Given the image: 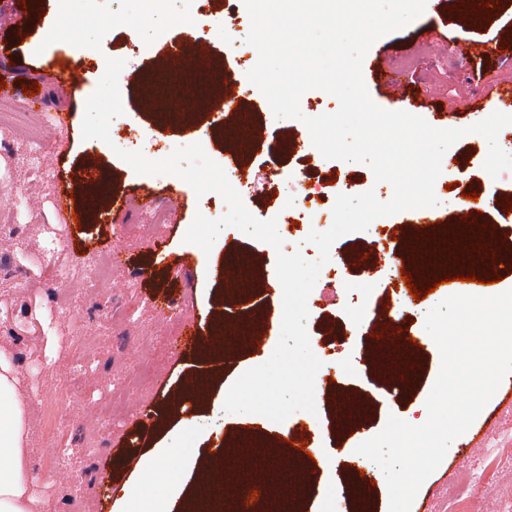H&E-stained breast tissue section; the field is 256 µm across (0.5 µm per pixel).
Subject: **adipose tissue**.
<instances>
[{
	"mask_svg": "<svg viewBox=\"0 0 512 512\" xmlns=\"http://www.w3.org/2000/svg\"><path fill=\"white\" fill-rule=\"evenodd\" d=\"M17 385L11 360L0 349V512H36L24 446L27 406Z\"/></svg>",
	"mask_w": 512,
	"mask_h": 512,
	"instance_id": "1",
	"label": "adipose tissue"
}]
</instances>
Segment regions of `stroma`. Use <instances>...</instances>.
I'll list each match as a JSON object with an SVG mask.
<instances>
[{
  "instance_id": "1",
  "label": "stroma",
  "mask_w": 512,
  "mask_h": 512,
  "mask_svg": "<svg viewBox=\"0 0 512 512\" xmlns=\"http://www.w3.org/2000/svg\"><path fill=\"white\" fill-rule=\"evenodd\" d=\"M449 0H427L424 13L407 27L378 39L367 53L378 66L396 72L400 79L425 95L428 106L420 112L437 128H464L483 115L469 111L470 99L488 93L500 82L512 80V60H491L481 81L471 79L472 66L464 60L449 61L446 39L462 35L477 40L494 38L512 45V0L491 23L470 27L449 16ZM23 11L19 26L0 29V77L8 76L12 62L24 60L33 68L24 79L38 82L45 104L32 108L19 99H0V347L7 348L19 381L18 389L28 406L24 446L29 450L34 482L32 492L39 512H71L72 497L81 498L85 512H121L117 499L127 484H139L141 498H165L170 512H187L201 472L212 479L243 482L264 471L274 491L258 512H278L282 489L289 476L276 460L283 449L279 437L285 424L255 414H229L224 400L229 387L247 369L266 362L280 337L272 331L260 352L230 350L226 360L200 351H178L172 344L183 317L194 313L205 330L217 328L224 318V297L230 283L212 269L224 255H244L261 263V279L272 299L270 309L256 307L254 298L236 299L253 325L266 319L282 320V288L275 271L276 256L268 245L235 228L224 229L211 252L185 243V233L196 214L216 219L226 204L216 193L196 197L182 179L141 176L120 159L117 149L139 150L152 160L168 156L175 148L201 143L216 162L224 160L225 139L207 129L185 104L176 118L166 119L162 108L130 112L125 122L112 123L110 142L82 137L83 112H76L69 126L56 127V113L71 108L69 93L59 88L34 65L56 48H67L74 57L86 58L89 89H96L107 58L124 59L119 80L122 99L143 92L142 82L164 83L169 94L185 93L183 80L171 73H156L153 62L162 45L177 35H207L214 50L206 67L211 88L220 91L226 74L225 58L233 56L238 72L251 69L258 53L245 38L250 29L243 0L223 6L221 0H0V12ZM99 54L87 58L89 47ZM246 111L255 113L270 142L286 133L296 134L298 146H284L282 153L249 154L246 177L235 182L246 208L254 217L276 219L285 252L316 259V247L307 243L312 229L302 204L283 192L282 182L294 167H309L320 194L323 226H331L337 195H357L374 190L380 201L392 196L389 184H375L370 168L358 162L325 159L313 146L306 126L297 120L276 119L258 89L242 97ZM139 123L142 136L132 137L128 126ZM488 153L486 140L469 134L445 154L446 166L435 183L439 200L432 213L436 223L453 224L461 194L477 192L483 207L479 223L512 226V213L500 204L512 196V173L491 177L483 168ZM97 165L111 189L133 190L148 183L158 190L179 188L188 208L178 223L157 224L145 230L143 216L131 213L109 224L88 217L80 228L87 245H112L124 262L112 268L109 280L99 283L85 277H69L79 260L69 248L72 229L64 224L55 203L59 182H66L75 200H82L80 171ZM413 214L404 211L375 219L367 230L337 239L311 292L307 306V332L322 366L315 379L316 413L298 411L287 424L309 425L318 453L312 482L299 486L293 503L296 512H388L389 494L381 468L356 453L358 444L376 435L389 416L419 425L427 418L426 399L440 370V354L428 343L415 356L404 378L382 376L370 357L368 326L384 302H398L392 269L385 262L361 268L352 260L355 252L373 249L390 253L394 226L409 224ZM165 235L167 251L151 249L148 233ZM148 281H141L142 271ZM167 297L168 319L158 323L152 299ZM69 297L72 314L58 308ZM147 337L142 353L151 373L139 388L150 417L137 419L125 412L112 426L101 424L98 402L107 394L105 382L117 381L133 367L126 339ZM194 373L206 374L211 391L205 403H196L183 381ZM351 395L368 400L369 415L361 428L345 429L336 421V401ZM183 408L172 412L171 403ZM480 434L468 450L451 444L440 466L424 481L415 501L418 512H456L454 496L469 497L476 512H501L512 499V404L492 398L478 416ZM255 429L252 465L212 471L208 454L224 447L227 437ZM186 449L183 457L165 458L154 482L143 485L137 473L127 469L126 456L144 457L155 449ZM67 481H60L59 472ZM366 473L373 484L358 490L355 476Z\"/></svg>"
}]
</instances>
